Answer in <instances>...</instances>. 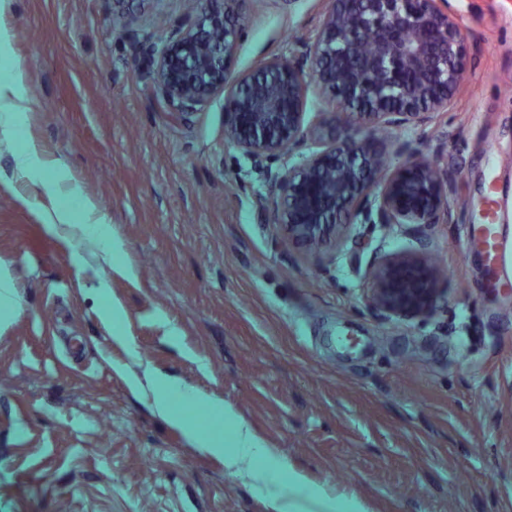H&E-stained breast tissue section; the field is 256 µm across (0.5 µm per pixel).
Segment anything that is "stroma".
Instances as JSON below:
<instances>
[{
  "label": "stroma",
  "instance_id": "stroma-1",
  "mask_svg": "<svg viewBox=\"0 0 512 512\" xmlns=\"http://www.w3.org/2000/svg\"><path fill=\"white\" fill-rule=\"evenodd\" d=\"M450 3L466 79L439 126L414 133L457 181L451 222L423 228L445 301L393 322L364 300L370 251L306 253L264 220V176L225 142L223 98L187 124L163 112L126 34L160 36L185 0L0 13V83L25 107L0 126V512H272L131 390L148 373L224 404L368 512H512V292L484 288L459 245L496 166L512 275V0ZM324 8L245 0L236 72L287 54ZM88 199L111 258L45 227L52 209L84 223Z\"/></svg>",
  "mask_w": 512,
  "mask_h": 512
}]
</instances>
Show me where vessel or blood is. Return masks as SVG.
Masks as SVG:
<instances>
[{
  "label": "vessel or blood",
  "instance_id": "1",
  "mask_svg": "<svg viewBox=\"0 0 512 512\" xmlns=\"http://www.w3.org/2000/svg\"><path fill=\"white\" fill-rule=\"evenodd\" d=\"M497 180L495 172L487 174V191L480 209L461 241L463 250L482 256L489 288H512V277L505 274L500 263L502 241L497 222Z\"/></svg>",
  "mask_w": 512,
  "mask_h": 512
}]
</instances>
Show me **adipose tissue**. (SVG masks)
I'll use <instances>...</instances> for the list:
<instances>
[{"label": "adipose tissue", "mask_w": 512, "mask_h": 512, "mask_svg": "<svg viewBox=\"0 0 512 512\" xmlns=\"http://www.w3.org/2000/svg\"><path fill=\"white\" fill-rule=\"evenodd\" d=\"M96 207L86 203L85 213L89 220L84 224L70 223L65 215L48 218L47 227L55 233L79 237L93 245L113 251L111 239L105 238L102 226L94 221ZM130 387L135 393L151 395L154 410L167 422L178 426L187 440L201 452L223 459L225 465L242 477L248 478L257 489L267 490L273 512H366L363 503L354 496L335 495L312 486L305 474L291 465L275 460L262 439L246 423L223 406H210L203 396L183 391V400L192 406L212 407L215 420L227 424L232 438H224L222 431L207 429L174 407L171 396L173 383L161 376L151 375L147 380L132 378ZM269 459V466L257 465V458Z\"/></svg>", "instance_id": "obj_1"}]
</instances>
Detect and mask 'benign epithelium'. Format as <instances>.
Here are the masks:
<instances>
[{
	"label": "benign epithelium",
	"instance_id": "1",
	"mask_svg": "<svg viewBox=\"0 0 512 512\" xmlns=\"http://www.w3.org/2000/svg\"><path fill=\"white\" fill-rule=\"evenodd\" d=\"M245 0H200L163 38L132 49L152 62L150 80L182 120L224 96V139L266 173L268 220L311 252L352 240L357 224L396 228L410 252H372L368 306L386 320L430 317L443 302L426 224H447L455 177L422 155L402 129L424 130L448 111L467 68L465 33L448 0H329L314 33L286 55L235 72ZM319 89L359 141L309 118ZM299 156V161L292 158Z\"/></svg>",
	"mask_w": 512,
	"mask_h": 512
}]
</instances>
